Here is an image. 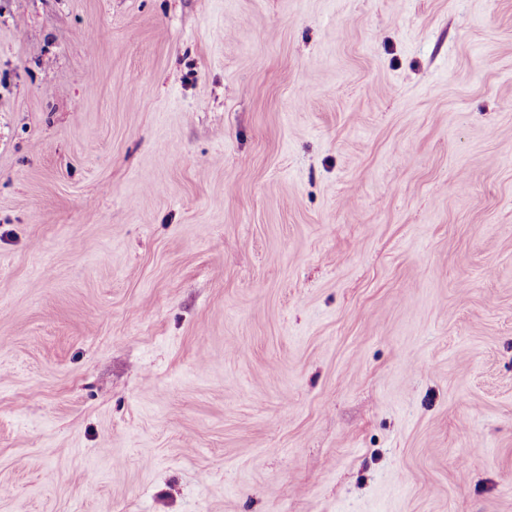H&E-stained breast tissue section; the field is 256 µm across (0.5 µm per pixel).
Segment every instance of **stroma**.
<instances>
[{"mask_svg": "<svg viewBox=\"0 0 512 512\" xmlns=\"http://www.w3.org/2000/svg\"><path fill=\"white\" fill-rule=\"evenodd\" d=\"M0 512H512V0H0Z\"/></svg>", "mask_w": 512, "mask_h": 512, "instance_id": "obj_1", "label": "stroma"}]
</instances>
